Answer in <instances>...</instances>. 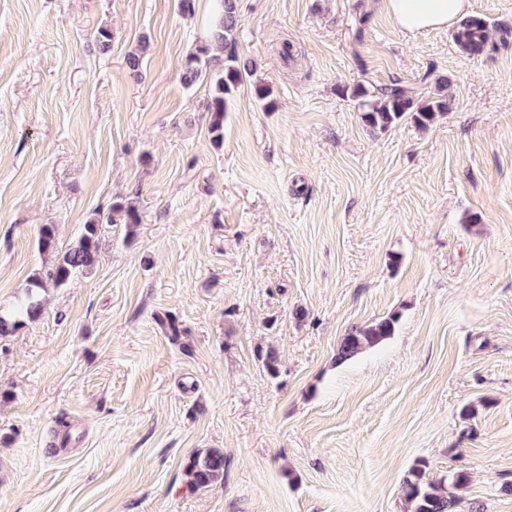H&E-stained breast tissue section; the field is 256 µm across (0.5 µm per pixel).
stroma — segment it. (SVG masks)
I'll list each match as a JSON object with an SVG mask.
<instances>
[{"label":"stroma","instance_id":"1","mask_svg":"<svg viewBox=\"0 0 512 512\" xmlns=\"http://www.w3.org/2000/svg\"><path fill=\"white\" fill-rule=\"evenodd\" d=\"M211 8L0 0V308L52 261L41 225L62 252L115 198L142 218L101 225L96 267L0 340V512H405L420 459L467 471L454 512H512V43L469 58L385 0H238L272 103L236 92L217 150L181 78ZM427 72L446 118L363 124L355 86ZM209 448L224 480L191 489ZM398 319V315L392 314L372 324L352 329L337 345L334 362L342 364L390 338L395 332Z\"/></svg>","mask_w":512,"mask_h":512}]
</instances>
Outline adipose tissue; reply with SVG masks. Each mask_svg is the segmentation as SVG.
<instances>
[{
    "instance_id": "ef3b65f1",
    "label": "adipose tissue",
    "mask_w": 512,
    "mask_h": 512,
    "mask_svg": "<svg viewBox=\"0 0 512 512\" xmlns=\"http://www.w3.org/2000/svg\"><path fill=\"white\" fill-rule=\"evenodd\" d=\"M386 5L400 28L421 31L461 20L468 12L469 0H386Z\"/></svg>"
}]
</instances>
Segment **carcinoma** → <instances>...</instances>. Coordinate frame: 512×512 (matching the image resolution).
Wrapping results in <instances>:
<instances>
[{"label": "carcinoma", "instance_id": "obj_1", "mask_svg": "<svg viewBox=\"0 0 512 512\" xmlns=\"http://www.w3.org/2000/svg\"><path fill=\"white\" fill-rule=\"evenodd\" d=\"M214 2L204 41L185 57L182 81L187 87L199 82L209 84L208 132L212 145L220 148L224 144L227 100L253 76L255 62L238 51L237 0ZM511 37L512 30L504 29L501 37L495 38L489 22L479 16L464 19L453 33L459 50L470 57L489 55L497 50L498 44H508ZM352 97L359 101L363 123L380 131H387L406 118L412 119L420 127H427L447 117L453 106L445 78L437 79L434 91L428 95L397 80L376 88L359 85L352 90ZM118 223L130 228L141 223L135 202L124 199L112 203L106 213L94 212L93 217L84 224V232L79 240L62 253L56 248L54 225H42L38 237L39 248L45 253L54 254V260L33 276L25 299L17 307L9 311L0 310V339L15 335L25 322L39 319L42 314L41 291L46 285L62 288L75 274L93 268L98 259L99 226ZM398 319L399 316L392 314L351 330L337 345L334 362L342 364L390 338ZM257 355L266 373L277 376L280 367L278 352L273 348L260 349ZM428 469L429 462L420 459L403 476L400 496L406 512H452L456 504L455 492L468 484V473L452 468L437 478L429 475ZM186 476L189 486L194 489L207 488L223 481L224 453L211 448L194 456L187 465Z\"/></svg>", "mask_w": 512, "mask_h": 512}]
</instances>
